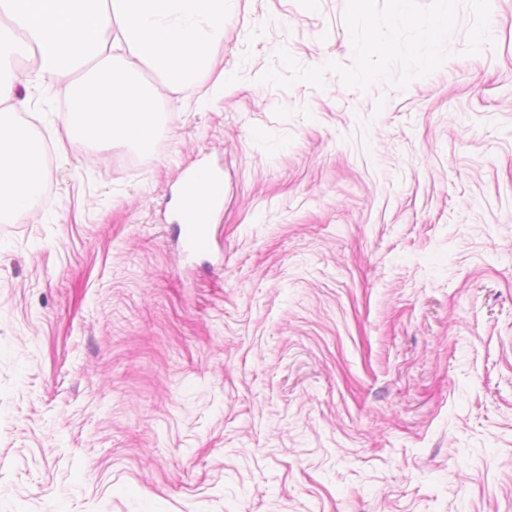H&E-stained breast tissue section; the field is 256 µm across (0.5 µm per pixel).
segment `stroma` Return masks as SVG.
I'll return each instance as SVG.
<instances>
[{"label":"stroma","mask_w":512,"mask_h":512,"mask_svg":"<svg viewBox=\"0 0 512 512\" xmlns=\"http://www.w3.org/2000/svg\"><path fill=\"white\" fill-rule=\"evenodd\" d=\"M346 0H235L152 153L60 146L0 222V512H512V0L400 89L261 82L353 62ZM224 175L192 253L172 201Z\"/></svg>","instance_id":"1"}]
</instances>
